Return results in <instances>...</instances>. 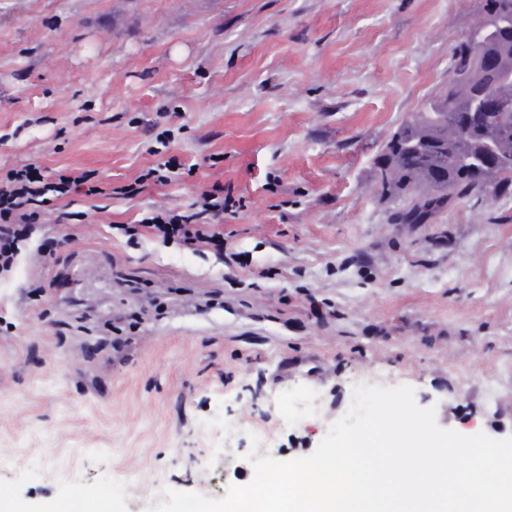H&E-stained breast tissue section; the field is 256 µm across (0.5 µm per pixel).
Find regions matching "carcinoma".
<instances>
[{"instance_id": "cac0c4a2", "label": "carcinoma", "mask_w": 512, "mask_h": 512, "mask_svg": "<svg viewBox=\"0 0 512 512\" xmlns=\"http://www.w3.org/2000/svg\"><path fill=\"white\" fill-rule=\"evenodd\" d=\"M487 34L478 45L468 39L456 45L448 83L426 109L402 124L385 146L374 181L397 205L398 224H428L461 199L512 187V173L472 162L490 137L500 153L512 156V116L493 118L481 127L450 139L445 133L448 110H466L471 93L494 87L512 93V0H480Z\"/></svg>"}]
</instances>
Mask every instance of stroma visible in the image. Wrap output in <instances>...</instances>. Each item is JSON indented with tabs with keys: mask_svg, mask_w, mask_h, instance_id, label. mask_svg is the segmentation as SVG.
<instances>
[{
	"mask_svg": "<svg viewBox=\"0 0 512 512\" xmlns=\"http://www.w3.org/2000/svg\"><path fill=\"white\" fill-rule=\"evenodd\" d=\"M479 0H0V174L91 170L0 275V493L149 512L310 454L368 384L512 436V194L398 224L372 172ZM219 181L242 263L126 241ZM86 212L83 223L66 210ZM288 294L290 306L277 298ZM266 429L252 445L253 429Z\"/></svg>",
	"mask_w": 512,
	"mask_h": 512,
	"instance_id": "stroma-1",
	"label": "stroma"
}]
</instances>
